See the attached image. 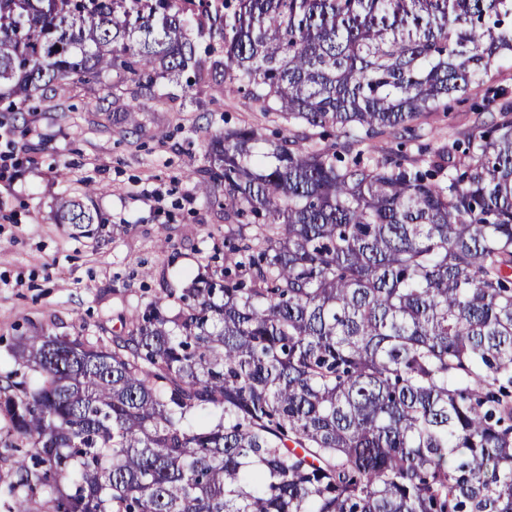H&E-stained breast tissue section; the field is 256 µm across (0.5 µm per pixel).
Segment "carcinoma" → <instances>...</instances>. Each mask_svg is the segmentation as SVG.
Wrapping results in <instances>:
<instances>
[{
  "label": "carcinoma",
  "mask_w": 512,
  "mask_h": 512,
  "mask_svg": "<svg viewBox=\"0 0 512 512\" xmlns=\"http://www.w3.org/2000/svg\"><path fill=\"white\" fill-rule=\"evenodd\" d=\"M508 54L512 0H0L6 112L191 69L288 123L262 154L224 130L186 175L255 227L223 265L112 337L13 344L0 412L33 451L11 489L53 512H512V106L416 133ZM405 133L417 157L377 148ZM96 193L56 223L102 233Z\"/></svg>",
  "instance_id": "obj_1"
}]
</instances>
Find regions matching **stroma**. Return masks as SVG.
Returning <instances> with one entry per match:
<instances>
[{
	"label": "stroma",
	"mask_w": 512,
	"mask_h": 512,
	"mask_svg": "<svg viewBox=\"0 0 512 512\" xmlns=\"http://www.w3.org/2000/svg\"><path fill=\"white\" fill-rule=\"evenodd\" d=\"M112 74L71 90L63 113L23 111L17 147L35 156L13 166L0 156V380L17 365L10 346L37 327L68 336L121 332V316L149 301L163 284L196 275L228 230L185 178L205 165L212 135L253 125L262 136L283 120L250 108L244 95L224 96L188 76L160 80L154 93ZM491 91L512 101V59H503L467 95L420 122L438 138L467 131ZM135 111V125L122 112ZM97 187L94 203L108 218L101 240L75 238L55 223L61 194ZM0 414V512L11 501L15 462L28 450Z\"/></svg>",
	"instance_id": "35a3bbf8"
}]
</instances>
